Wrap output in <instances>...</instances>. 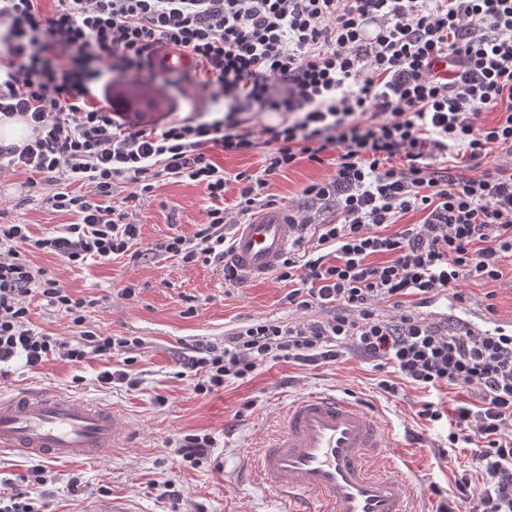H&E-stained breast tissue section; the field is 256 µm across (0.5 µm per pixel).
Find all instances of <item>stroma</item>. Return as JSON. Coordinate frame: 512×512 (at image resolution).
Listing matches in <instances>:
<instances>
[{
	"instance_id": "35a3bbf8",
	"label": "stroma",
	"mask_w": 512,
	"mask_h": 512,
	"mask_svg": "<svg viewBox=\"0 0 512 512\" xmlns=\"http://www.w3.org/2000/svg\"><path fill=\"white\" fill-rule=\"evenodd\" d=\"M108 78L116 90L149 81L183 117L217 109L190 69L161 71L149 79L115 71ZM332 171L328 161L299 162L272 185L278 207L297 205L305 185L328 178ZM28 179L22 171L0 177V222L28 224L37 234L73 222V215L44 204L49 186L32 185ZM213 204L204 186L170 176L155 179L152 192L141 201L142 247L175 232L192 235ZM32 260L69 291L100 298L88 321L101 334L147 341L128 367L134 380L130 386L101 387L97 376L113 363L98 359L77 371L53 359L36 373L18 365L0 383L3 395L33 387L101 403L115 409L132 431L129 447L111 456L46 464L44 512H84L90 504L113 498L126 500L134 512H285L275 495L247 480L248 458L289 402L318 391L351 397L374 412L389 430L386 453H400L420 472L417 491L429 512L453 500L461 475H481L474 450L449 447L446 422L424 423L416 417L418 391L407 388L394 397L382 392L373 362L348 351L319 365L271 363L250 381L228 384L207 396L192 394L189 380L178 375L182 342L222 339L225 330L252 318L288 317L283 302L287 283L271 278L228 287L222 264L187 267L175 257L142 263L119 258L80 268L48 253L35 254ZM130 284L136 294L127 299L121 290ZM160 395L165 404L157 403ZM188 434H208L215 440L210 460L195 468L183 466L168 451L171 441Z\"/></svg>"
}]
</instances>
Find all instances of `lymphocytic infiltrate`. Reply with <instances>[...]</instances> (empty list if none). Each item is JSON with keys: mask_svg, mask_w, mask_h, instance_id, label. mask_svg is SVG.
<instances>
[{"mask_svg": "<svg viewBox=\"0 0 512 512\" xmlns=\"http://www.w3.org/2000/svg\"><path fill=\"white\" fill-rule=\"evenodd\" d=\"M40 2L0 0L10 43L0 120L30 128L23 145L0 144V173L40 175L53 187L45 204L75 220L40 235L0 224V379L18 360L76 369L146 344L91 330L99 298L62 288L31 254L73 267L145 259L131 205L164 173L237 200L152 253L190 266L223 261L235 224L275 206L271 181L329 153L332 174L303 187L290 212L295 237L276 279L290 285L292 317L184 342L183 376L207 395L271 362H332L351 350L383 371V392H423L417 416L447 421L449 447L474 448L483 479H457L451 512H512V332L487 335L423 313L445 298L497 315L494 292L476 298L465 286L499 281L512 257V0H56L49 14ZM164 49L195 60L221 112L145 129L126 122L127 108L91 100L111 92L104 72L154 68ZM490 110L499 117L487 124ZM268 113L278 122H265ZM258 148L257 176L227 177L213 159ZM450 155L475 175L442 167ZM492 157L498 166L484 169ZM123 176L140 189L116 206ZM412 211L422 222L402 223ZM37 297L69 319L77 340L31 323ZM457 389L472 400L447 409L443 395Z\"/></svg>", "mask_w": 512, "mask_h": 512, "instance_id": "1", "label": "lymphocytic infiltrate"}]
</instances>
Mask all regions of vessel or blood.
Wrapping results in <instances>:
<instances>
[{
	"mask_svg": "<svg viewBox=\"0 0 512 512\" xmlns=\"http://www.w3.org/2000/svg\"><path fill=\"white\" fill-rule=\"evenodd\" d=\"M292 239L287 212L263 210L239 225L224 261L245 280H266ZM128 432L116 411L72 394L30 388L0 396L1 453L96 461L127 447ZM386 437L362 404L305 394L264 436L249 469L289 512H417L414 483L386 457Z\"/></svg>",
	"mask_w": 512,
	"mask_h": 512,
	"instance_id": "obj_1",
	"label": "vessel or blood"
}]
</instances>
